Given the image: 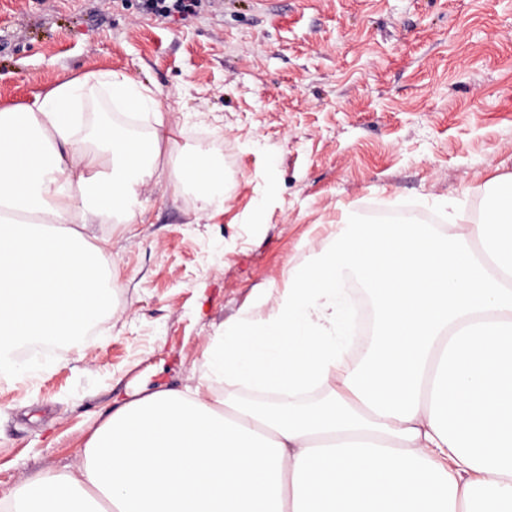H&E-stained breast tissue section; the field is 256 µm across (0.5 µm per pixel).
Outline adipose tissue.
I'll return each mask as SVG.
<instances>
[{"mask_svg": "<svg viewBox=\"0 0 512 512\" xmlns=\"http://www.w3.org/2000/svg\"><path fill=\"white\" fill-rule=\"evenodd\" d=\"M149 129L89 121L91 98ZM172 125L109 71L0 108V364L74 340L112 308L104 215L133 226ZM363 285L373 329L353 344ZM263 393L258 404L235 394ZM0 512H512V178L479 219L362 224L211 340L198 384L119 406L74 469L24 480Z\"/></svg>", "mask_w": 512, "mask_h": 512, "instance_id": "obj_1", "label": "adipose tissue"}]
</instances>
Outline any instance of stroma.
Wrapping results in <instances>:
<instances>
[{
    "label": "stroma",
    "instance_id": "obj_1",
    "mask_svg": "<svg viewBox=\"0 0 512 512\" xmlns=\"http://www.w3.org/2000/svg\"><path fill=\"white\" fill-rule=\"evenodd\" d=\"M112 71L158 92L176 149L224 169L223 209L174 151L112 240L114 310L80 348L0 377V499L73 468L124 402L195 386L209 338L321 247L344 213L438 199L477 217L512 176V0H212L185 20L139 0H0V107ZM198 168L216 167L218 169V178L206 186H200L196 181L195 171L186 169L180 163L181 183L189 185L197 191V196L202 203L201 210L207 211L211 208H221L224 206V174L218 164L202 153L194 154ZM182 165V166H181Z\"/></svg>",
    "mask_w": 512,
    "mask_h": 512
}]
</instances>
